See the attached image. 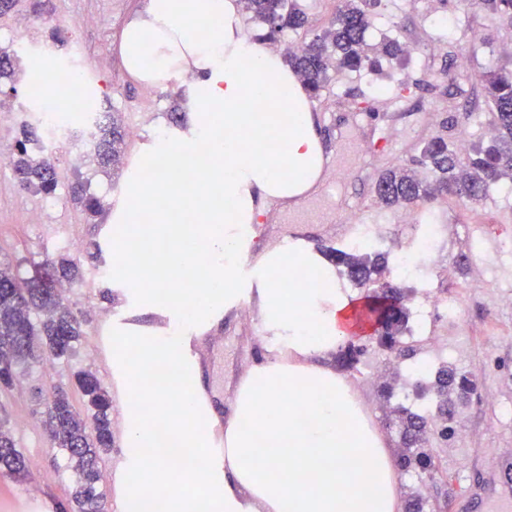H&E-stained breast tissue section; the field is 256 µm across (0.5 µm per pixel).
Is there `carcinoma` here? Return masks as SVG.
<instances>
[{"instance_id":"carcinoma-1","label":"carcinoma","mask_w":512,"mask_h":512,"mask_svg":"<svg viewBox=\"0 0 512 512\" xmlns=\"http://www.w3.org/2000/svg\"><path fill=\"white\" fill-rule=\"evenodd\" d=\"M243 10L263 27L264 39L275 41L287 29L306 27L308 18L292 0H240ZM380 0H337L330 28L303 42L300 52L287 51L288 65L313 94L327 84L330 73L367 70L379 74L383 63L401 61L403 46L394 39H384L375 46L366 43L373 13ZM486 98L492 106L488 125L491 140L476 144L468 155L457 152L449 138L438 135L420 149L413 164L422 167L420 177L412 168L385 170L375 184V197L392 207L410 205L428 198L434 191L459 202L481 201L495 189L512 183V69L502 66L480 75ZM35 136L34 127L25 123L14 142L11 163L20 187L34 188L51 198L58 181L55 165L49 157H34L28 145ZM125 133L117 117L104 124L95 123L93 150L100 165L116 163L121 157ZM71 195L89 217L101 208L100 200L87 194L82 183L71 187ZM331 261L359 288L372 289L371 298L381 301L377 312L378 346L391 352L402 344L408 330L410 313L403 304L404 292L397 284L383 278L388 262L384 253H361L354 249L329 251ZM78 274L77 263L68 255L49 256L33 266V275L24 279L0 267V365L16 378L19 369L42 359L39 350L53 359L69 360L76 355L84 336L82 321L67 297L59 290L72 283ZM368 352L364 344L351 343L339 350L337 362L353 368ZM76 389L81 393L79 409L68 392L57 388L44 397L42 427L51 448L60 457L64 472L71 474V500L75 512H106V496L101 489L100 452L112 446L111 398L95 373L83 368L74 373ZM431 415L438 425L426 430L427 416L405 406L393 409L402 446L407 454L401 467L433 475L438 472L435 458L423 448L430 437L448 439V423L455 416L457 403L470 401L474 384L466 374L452 368L437 372L430 385ZM18 477L28 472V461L17 448L16 440L0 418V469Z\"/></svg>"}]
</instances>
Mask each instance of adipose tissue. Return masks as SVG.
Instances as JSON below:
<instances>
[{
    "label": "adipose tissue",
    "mask_w": 512,
    "mask_h": 512,
    "mask_svg": "<svg viewBox=\"0 0 512 512\" xmlns=\"http://www.w3.org/2000/svg\"><path fill=\"white\" fill-rule=\"evenodd\" d=\"M121 56L145 85L179 82L186 120L157 133L128 171L112 212V285L190 322L122 335L118 387L159 360L195 370L188 334L218 309L254 298L260 323L228 416L195 389L150 417L129 404L116 485L122 512H403L398 460L330 363L369 333L361 301L311 250L244 254L255 194L295 198L322 169L307 91L279 53L244 35L236 0H145L124 29ZM270 141L285 145L284 157L261 154ZM159 161L184 178L148 179ZM218 426L223 447L205 449ZM163 435L202 456L185 486L155 443Z\"/></svg>",
    "instance_id": "obj_1"
}]
</instances>
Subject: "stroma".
<instances>
[{
    "label": "stroma",
    "instance_id": "35a3bbf8",
    "mask_svg": "<svg viewBox=\"0 0 512 512\" xmlns=\"http://www.w3.org/2000/svg\"><path fill=\"white\" fill-rule=\"evenodd\" d=\"M33 0H14L11 9L0 12V48L18 51L21 65L30 67L37 57L50 52L61 67L77 78L92 82L93 107L79 105L72 111V128L77 131L74 147L85 145L80 133L87 113L111 112L127 131L123 163L104 168L93 161L74 167L66 160L57 163L58 187L53 200L18 185L12 165L0 166V266L28 277L35 262L44 255L61 252L60 235L76 239V254L83 266V278L74 284L69 300L80 311L85 329H92L103 313L118 321H133L146 331L153 330L163 316L157 308L134 306L121 291L106 292L98 275L111 259H92L95 244L102 241L113 208L122 201V186L129 164L139 147L149 142L160 128H171L170 113L179 106L178 83L163 88L140 85L126 72L121 58V39L128 20L140 9L141 0H42L43 13L35 15ZM91 23L75 28V21ZM479 32L486 47L473 51L472 32ZM391 36L403 45L418 47L416 56L393 65L386 77L368 73L332 75L330 82L313 97L316 125L328 156L336 146L352 140L351 169L334 210L322 224H292L288 211L293 201H273L255 195L257 230L248 239V255L281 246L312 250L336 246L338 225L347 223L355 206H362L364 220L383 224L393 244L405 239L402 225L407 214L400 207L387 208L375 201L374 186L381 173L395 165H411L421 146L434 136L449 134L458 139L468 130L470 144L486 141L489 105L476 84L479 72L497 69L506 47H512V32L501 26L497 15L462 0H381L375 10L369 42ZM8 90L7 106L16 112L14 124L0 128V156L9 155L21 121L30 117L33 92L22 73L0 81ZM82 182L89 194L100 199L102 209L92 219L70 201V187ZM425 213L438 220L472 225L480 249L465 254L467 266H459V250L440 245L425 260L440 295H455L459 305L458 325L435 318L431 327L443 344L463 351L458 370L467 374L479 393L472 396L453 423L455 433L445 444H433L439 461L436 477L400 473L402 497L419 496L426 501L444 499L448 512H477L473 504L461 501L463 485H483L493 468L512 461V306L490 303V296L512 293V189L497 191L488 198L467 205L450 198L422 203ZM257 308L243 302L217 317L205 329L199 346L201 357L212 347L224 349V397L216 402L219 413H228L236 385L256 350ZM412 356L399 357L371 349L358 368L344 370L347 382L357 392L364 411L394 453H401L399 432L388 417L389 404L374 385L358 375L373 371L394 388L392 402L411 408L424 407L430 397V378H417L414 368L425 351L412 340ZM90 346L81 340L70 361L52 365L36 363L25 370L17 386L0 390V417L9 422L17 442H49L41 420L42 397L52 386L69 390L74 404L82 399L73 385L76 370L88 367ZM490 390L494 403L483 402L479 394ZM50 481L62 498L70 496V480L57 466L54 451L30 461V474L16 480L26 491Z\"/></svg>",
    "mask_w": 512,
    "mask_h": 512
}]
</instances>
